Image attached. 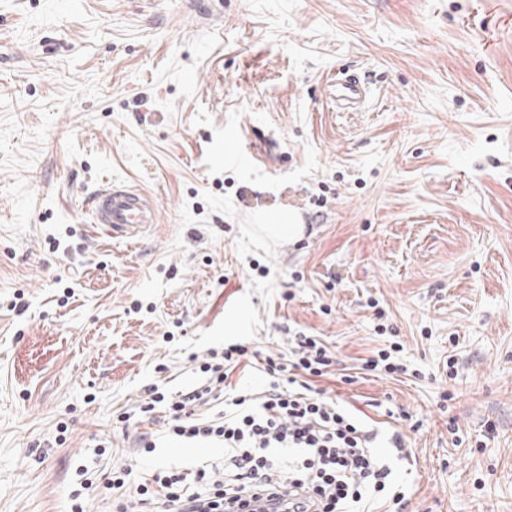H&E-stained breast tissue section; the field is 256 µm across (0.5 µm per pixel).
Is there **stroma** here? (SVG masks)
I'll return each instance as SVG.
<instances>
[{
  "instance_id": "1",
  "label": "stroma",
  "mask_w": 512,
  "mask_h": 512,
  "mask_svg": "<svg viewBox=\"0 0 512 512\" xmlns=\"http://www.w3.org/2000/svg\"><path fill=\"white\" fill-rule=\"evenodd\" d=\"M252 127L266 163L215 158ZM110 181L158 199L136 243L85 204ZM277 209L306 236L250 221ZM299 331L402 512H512V0H0V512H112L128 466L223 477L222 443L125 415ZM379 349L407 374L363 370ZM332 87V99L336 97V108L356 110L366 93L359 81L351 78H337Z\"/></svg>"
}]
</instances>
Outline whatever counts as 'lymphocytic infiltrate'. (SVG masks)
Segmentation results:
<instances>
[{
	"label": "lymphocytic infiltrate",
	"instance_id": "1",
	"mask_svg": "<svg viewBox=\"0 0 512 512\" xmlns=\"http://www.w3.org/2000/svg\"><path fill=\"white\" fill-rule=\"evenodd\" d=\"M242 344L214 350L198 370L201 381L189 391L167 396L159 386L147 389L141 411L166 405L169 433L190 440H215L224 446V477L177 469L133 484L130 469L114 472L108 484L114 512H235L236 504L263 494H303L304 512H375L376 503L403 504L390 466L373 446L374 435L348 406L319 387L337 363L336 352L322 337L302 332L291 338L287 355L262 357L260 372L270 379L258 393H232L236 370H248ZM287 386H280V377ZM224 396V412L206 419L196 413L213 393ZM287 470V483H272L274 472Z\"/></svg>",
	"mask_w": 512,
	"mask_h": 512
}]
</instances>
